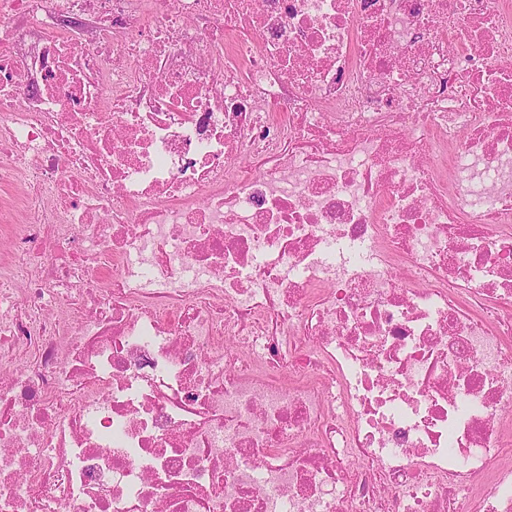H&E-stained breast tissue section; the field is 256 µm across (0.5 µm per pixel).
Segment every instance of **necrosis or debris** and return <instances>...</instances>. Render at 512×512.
Wrapping results in <instances>:
<instances>
[{
  "label": "necrosis or debris",
  "instance_id": "4bbe7bcc",
  "mask_svg": "<svg viewBox=\"0 0 512 512\" xmlns=\"http://www.w3.org/2000/svg\"><path fill=\"white\" fill-rule=\"evenodd\" d=\"M13 208L0 512H512V0H0Z\"/></svg>",
  "mask_w": 512,
  "mask_h": 512
}]
</instances>
